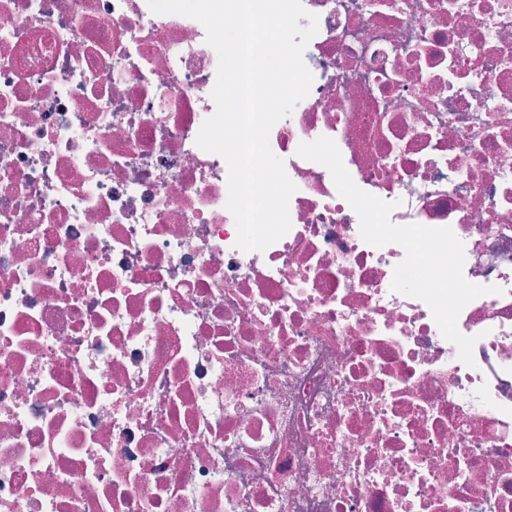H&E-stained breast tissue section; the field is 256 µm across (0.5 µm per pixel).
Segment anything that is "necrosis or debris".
Listing matches in <instances>:
<instances>
[{"label":"necrosis or debris","mask_w":512,"mask_h":512,"mask_svg":"<svg viewBox=\"0 0 512 512\" xmlns=\"http://www.w3.org/2000/svg\"><path fill=\"white\" fill-rule=\"evenodd\" d=\"M289 232L236 245L218 57L147 0H0V512H512V0H302ZM492 292L392 291L323 165Z\"/></svg>","instance_id":"1"}]
</instances>
